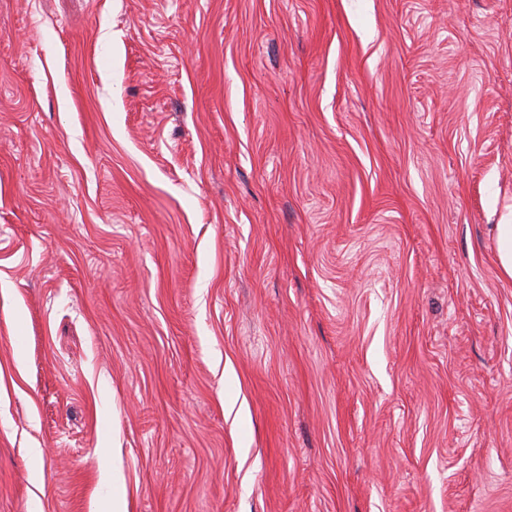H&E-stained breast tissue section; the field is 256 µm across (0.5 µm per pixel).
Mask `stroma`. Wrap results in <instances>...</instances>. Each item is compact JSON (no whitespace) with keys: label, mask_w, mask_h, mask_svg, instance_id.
Segmentation results:
<instances>
[{"label":"stroma","mask_w":512,"mask_h":512,"mask_svg":"<svg viewBox=\"0 0 512 512\" xmlns=\"http://www.w3.org/2000/svg\"><path fill=\"white\" fill-rule=\"evenodd\" d=\"M510 205L512 0H0V512H512ZM498 260L501 273L512 278V206L497 224Z\"/></svg>","instance_id":"35a3bbf8"}]
</instances>
